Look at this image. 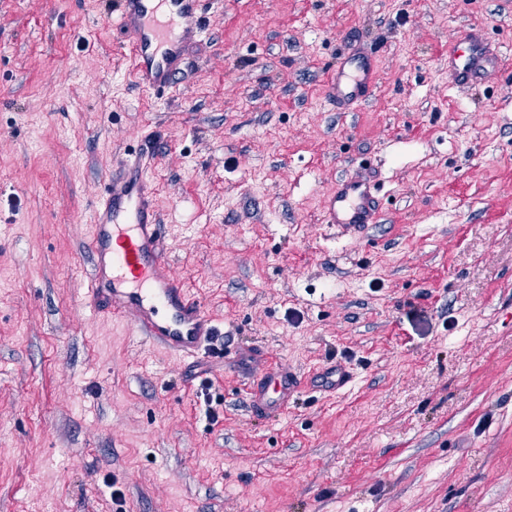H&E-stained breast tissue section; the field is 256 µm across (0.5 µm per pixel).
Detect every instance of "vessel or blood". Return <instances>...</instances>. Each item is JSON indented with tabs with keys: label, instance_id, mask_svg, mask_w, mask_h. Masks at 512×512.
<instances>
[{
	"label": "vessel or blood",
	"instance_id": "1",
	"mask_svg": "<svg viewBox=\"0 0 512 512\" xmlns=\"http://www.w3.org/2000/svg\"><path fill=\"white\" fill-rule=\"evenodd\" d=\"M201 0H117L114 13L139 85L157 94L173 89L185 73L187 45L202 31ZM498 52L482 27L459 31L448 49L453 86L481 83L499 69ZM377 80V53L350 45L327 76L326 95L337 111L366 101ZM149 151L128 154L112 170L92 214L87 253L92 268L87 297L98 313L129 321L150 343L184 359H213L214 318L189 292L170 264L156 191L147 174ZM326 223L348 234L379 223L375 186L362 175L341 179L321 202ZM302 380L288 367L270 366L254 381L251 403L285 411Z\"/></svg>",
	"mask_w": 512,
	"mask_h": 512
}]
</instances>
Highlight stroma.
<instances>
[{"label": "stroma", "mask_w": 512, "mask_h": 512, "mask_svg": "<svg viewBox=\"0 0 512 512\" xmlns=\"http://www.w3.org/2000/svg\"><path fill=\"white\" fill-rule=\"evenodd\" d=\"M114 2L0 0V512H512V0H202L163 98ZM472 24L505 66L461 91ZM348 30L377 86L339 112ZM146 134L224 361L87 303L91 204ZM362 163L382 216L350 239L320 201ZM278 362L354 382L253 411Z\"/></svg>", "instance_id": "1"}]
</instances>
